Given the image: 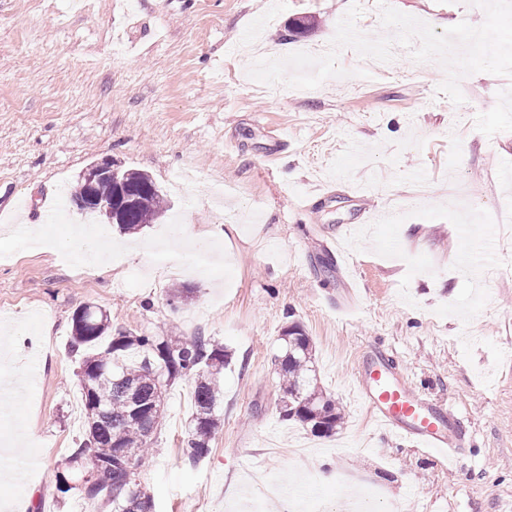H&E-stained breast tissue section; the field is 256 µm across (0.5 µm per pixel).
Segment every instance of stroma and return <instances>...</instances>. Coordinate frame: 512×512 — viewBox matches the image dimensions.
<instances>
[{
    "label": "stroma",
    "mask_w": 512,
    "mask_h": 512,
    "mask_svg": "<svg viewBox=\"0 0 512 512\" xmlns=\"http://www.w3.org/2000/svg\"><path fill=\"white\" fill-rule=\"evenodd\" d=\"M352 1L0 0V239L37 225L50 243L0 248V387H32L0 405V446L30 465L0 479L6 512L84 501L57 474L85 437L70 341L86 303L112 332L206 336L230 354L220 426L198 463L182 454L192 384L166 391L139 468L156 512H228L254 473L270 487L257 512H290L294 476L314 483L308 512H353L365 486L384 493L375 512H512V223L495 221L512 200L497 159L512 154V77L466 76L456 106L437 91L438 62L401 47L381 72L345 48V77L314 91L254 85L255 59L331 42ZM390 2L439 33L485 20L467 0ZM304 16L314 28L284 40ZM101 158L151 175L167 215L132 235L95 215L78 222L72 207L42 222ZM307 224L351 226L350 269ZM100 227L109 265H81L73 244ZM183 284L192 297L170 307L167 288ZM294 323L342 413L333 435L279 415L274 359ZM377 349L452 407L456 467L375 428L351 384Z\"/></svg>",
    "instance_id": "obj_1"
}]
</instances>
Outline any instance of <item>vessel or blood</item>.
I'll use <instances>...</instances> for the list:
<instances>
[{"label": "vessel or blood", "mask_w": 512, "mask_h": 512, "mask_svg": "<svg viewBox=\"0 0 512 512\" xmlns=\"http://www.w3.org/2000/svg\"><path fill=\"white\" fill-rule=\"evenodd\" d=\"M356 384L362 403L388 434L443 461L458 459L457 419L417 390L390 356H365L357 366Z\"/></svg>", "instance_id": "1"}]
</instances>
